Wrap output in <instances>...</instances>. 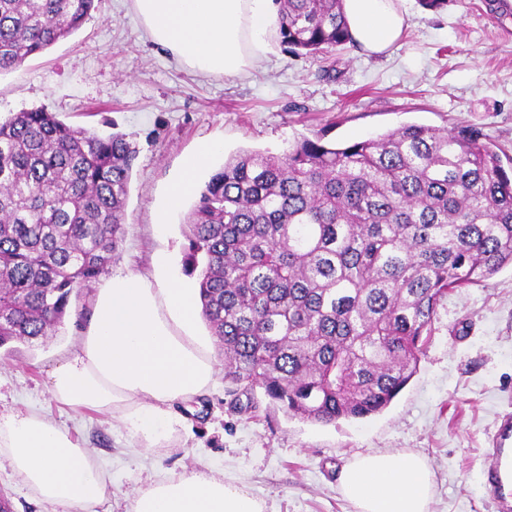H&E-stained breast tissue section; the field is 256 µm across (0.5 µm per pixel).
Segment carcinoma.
<instances>
[{
	"label": "carcinoma",
	"instance_id": "carcinoma-1",
	"mask_svg": "<svg viewBox=\"0 0 512 512\" xmlns=\"http://www.w3.org/2000/svg\"><path fill=\"white\" fill-rule=\"evenodd\" d=\"M95 0H0V72L78 30ZM343 0H280L295 54L352 41ZM136 148L44 107L0 118V348L56 334L120 258ZM185 271L224 379L330 424L405 388L448 293L512 265V172L473 126L405 124L224 162L189 212Z\"/></svg>",
	"mask_w": 512,
	"mask_h": 512
}]
</instances>
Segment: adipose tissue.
Returning <instances> with one entry per match:
<instances>
[{
	"label": "adipose tissue",
	"mask_w": 512,
	"mask_h": 512,
	"mask_svg": "<svg viewBox=\"0 0 512 512\" xmlns=\"http://www.w3.org/2000/svg\"><path fill=\"white\" fill-rule=\"evenodd\" d=\"M152 40L206 76L241 75L272 51L277 0H132ZM353 42L370 54L390 49L406 26L394 0H344ZM224 150L203 143L170 185L158 224L197 190L199 173ZM166 256L155 279L112 275L95 294L78 348L50 374L54 400L120 420L136 437L156 443L178 425L175 402L204 392L215 362L193 334L199 315L193 288L168 276ZM0 454L42 501L60 512H95L107 495V476L71 433L42 414L0 417ZM354 512H430L433 473L408 451L361 454L339 477ZM131 512H265L262 499L223 474H170L138 490Z\"/></svg>",
	"instance_id": "adipose-tissue-1"
}]
</instances>
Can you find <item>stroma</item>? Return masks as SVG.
I'll return each mask as SVG.
<instances>
[{"instance_id": "obj_1", "label": "stroma", "mask_w": 512, "mask_h": 512, "mask_svg": "<svg viewBox=\"0 0 512 512\" xmlns=\"http://www.w3.org/2000/svg\"><path fill=\"white\" fill-rule=\"evenodd\" d=\"M497 3L448 0L433 11L401 0L407 26L386 54L349 44L295 55L280 45L247 75L225 77L202 75L155 44L131 0H96L78 31L0 73V115L43 106L70 125L125 134L137 154L121 256L109 271L150 277L165 253L172 273L192 285L184 258L193 198L165 226L156 215L203 142L224 143L203 183L243 151L280 154L322 131L349 144L410 123L478 127L502 160L512 159V18L500 19ZM94 294L80 290L65 326L42 346L0 349V416L42 412L88 448L112 484L97 512H130L155 477L209 470L248 484L266 512H354L339 488L341 468L359 454L396 450L430 464L432 512H494L482 471L501 417L512 414L511 267L440 302L416 374L379 414L304 421L261 390L228 394L219 371L202 395L173 404L180 423L152 446L119 420L59 411L48 391L51 371L80 342ZM0 493L12 512H53L1 459Z\"/></svg>"}]
</instances>
